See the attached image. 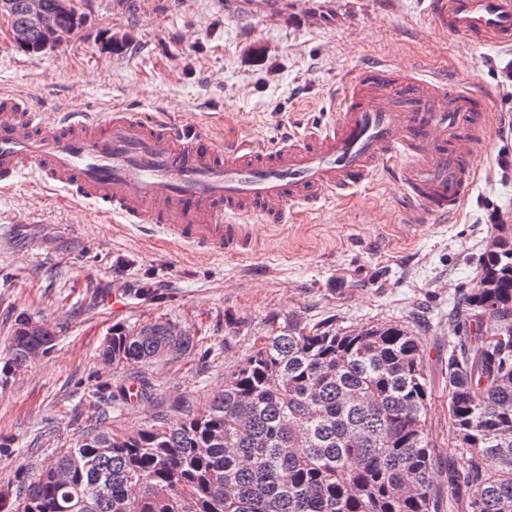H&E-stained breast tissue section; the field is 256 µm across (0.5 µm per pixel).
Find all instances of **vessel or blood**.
Listing matches in <instances>:
<instances>
[{"label": "vessel or blood", "instance_id": "1", "mask_svg": "<svg viewBox=\"0 0 512 512\" xmlns=\"http://www.w3.org/2000/svg\"><path fill=\"white\" fill-rule=\"evenodd\" d=\"M438 28L480 45H512V0H427ZM469 92L418 73L392 82L386 66L348 77L331 118L267 147L216 149L198 124L123 107L44 112L0 96V188L29 174L102 212L208 254L250 245L249 225L283 224L356 195L378 174L402 190L408 223L457 216L471 193L475 131Z\"/></svg>", "mask_w": 512, "mask_h": 512}]
</instances>
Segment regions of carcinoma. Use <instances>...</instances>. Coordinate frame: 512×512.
<instances>
[{
    "label": "carcinoma",
    "mask_w": 512,
    "mask_h": 512,
    "mask_svg": "<svg viewBox=\"0 0 512 512\" xmlns=\"http://www.w3.org/2000/svg\"><path fill=\"white\" fill-rule=\"evenodd\" d=\"M26 0L13 27L35 43ZM493 326L471 336L473 317ZM448 339V419L461 451L432 479L431 383L423 338L401 325L343 332L298 320L258 336L203 413L175 426L154 415L133 432L88 429L61 448L0 512H512V228L482 257V274ZM16 320L0 382L53 346ZM202 344L169 321L112 326L103 361L146 365Z\"/></svg>",
    "instance_id": "1"
}]
</instances>
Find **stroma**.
<instances>
[{
    "instance_id": "obj_1",
    "label": "stroma",
    "mask_w": 512,
    "mask_h": 512,
    "mask_svg": "<svg viewBox=\"0 0 512 512\" xmlns=\"http://www.w3.org/2000/svg\"><path fill=\"white\" fill-rule=\"evenodd\" d=\"M83 24L58 47L18 51L0 38V95L48 112L122 104L202 120L216 144H267L326 119L342 78L372 60L393 77L422 69L471 90L484 116L478 177L461 214L406 222L399 186L379 175L351 200L284 224L251 227L252 248L212 257L24 176L0 191V352L27 314L57 329L47 355L0 387V489L17 487L74 446L95 407L101 428L129 430L154 413L204 410L254 337L289 317L351 330L410 326L425 343L436 481L455 458L444 362L453 315L480 274L496 223L512 225V47L466 43L431 27L423 0H78ZM124 38L108 47L110 35ZM171 321L202 337L199 354L142 366L104 363L113 325ZM140 397L114 409L129 385Z\"/></svg>"
}]
</instances>
